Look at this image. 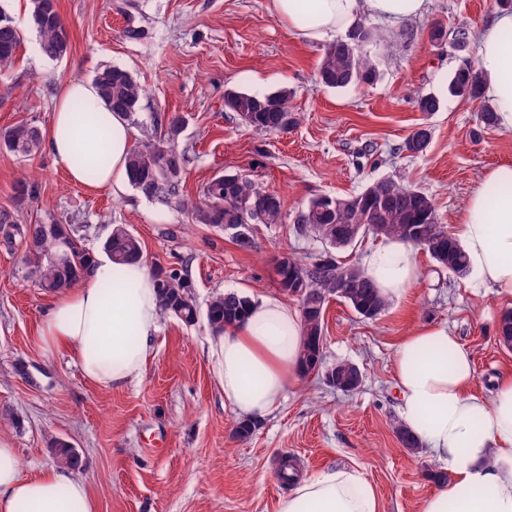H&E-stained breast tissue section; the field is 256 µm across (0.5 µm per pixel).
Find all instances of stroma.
<instances>
[{
	"instance_id": "35a3bbf8",
	"label": "stroma",
	"mask_w": 512,
	"mask_h": 512,
	"mask_svg": "<svg viewBox=\"0 0 512 512\" xmlns=\"http://www.w3.org/2000/svg\"><path fill=\"white\" fill-rule=\"evenodd\" d=\"M70 31L66 56L51 59L19 0H0L20 33L14 67L0 73V131L21 122L48 130L53 97L69 78H92L106 65L130 72L147 91L133 141H146L156 112L186 120L180 146L191 161L181 188L197 198L218 174H246L284 203L281 224L244 229L194 223L191 216L134 188L121 195L70 181L48 150L25 161L0 151V208L20 224L54 220L78 226L82 243L101 250L113 225L142 242L150 269L180 271L191 284L194 323L163 315L155 357L122 390L88 381L75 361L46 354L35 336L51 296L37 287L25 247L0 245V439L16 448L22 474L55 466L54 441L69 442L83 466L97 512H275L290 489L282 460L298 472L357 467L382 500L383 512H420L439 465L429 451L412 453L399 441V395L393 352L401 336L426 322L446 324L473 357V389L486 395L512 370V350L496 337L512 298L473 293L466 278L414 249L420 279L405 301H388L373 319L332 297L324 312V362H349L360 387L343 392L309 374L281 406L237 437L238 416L224 403L208 356L212 331L205 312L212 296L250 299L278 294L276 263L284 254L309 262L323 256L363 264L379 245L368 235L334 249L297 233L292 218L320 196H351L381 178L422 189L439 221L458 214L485 171L512 165V133L479 119L478 103L448 99L444 87L460 66L477 60L475 44L457 51V32L475 31L512 0H428L426 13L380 35L370 51L380 79L345 90L317 81L323 42L300 40L268 9V0H55ZM443 28V42L432 41ZM235 87L267 93L285 87L299 124L258 135L224 108ZM435 94L437 112H420V96ZM430 134L424 152L403 151L415 130ZM36 193L15 203L22 171ZM253 242L245 249L238 234Z\"/></svg>"
}]
</instances>
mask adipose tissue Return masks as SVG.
I'll list each match as a JSON object with an SVG mask.
<instances>
[{"instance_id": "1", "label": "adipose tissue", "mask_w": 512, "mask_h": 512, "mask_svg": "<svg viewBox=\"0 0 512 512\" xmlns=\"http://www.w3.org/2000/svg\"><path fill=\"white\" fill-rule=\"evenodd\" d=\"M427 0H270L271 13L294 34L319 41L370 18L391 26L421 16ZM512 11L495 12L476 30L478 68L498 126L512 132ZM91 104L95 119L78 120L74 100ZM133 128L99 97L94 80L60 89L47 148L78 184L124 192ZM104 154L95 177L84 161ZM495 187L512 188V167L486 173L472 190L452 235L465 253L470 288L512 296V196L491 200ZM366 275L388 299L409 297L420 277L408 243L385 239L364 261ZM162 307L157 280L145 262L113 263L94 256L77 287L57 293L39 326L46 353H69L95 385L121 390L140 377L155 354ZM302 316L275 295L254 303L248 318L209 345L225 401L241 417L273 412L301 382ZM404 427L432 451L446 475L421 512H512V373L500 376L491 396L472 390L470 352L446 325L424 324L404 336L393 356ZM0 512H96L86 483L50 468L22 475L15 448L0 441ZM276 512H382L360 469H326L294 477Z\"/></svg>"}]
</instances>
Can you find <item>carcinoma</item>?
Segmentation results:
<instances>
[{
  "mask_svg": "<svg viewBox=\"0 0 512 512\" xmlns=\"http://www.w3.org/2000/svg\"><path fill=\"white\" fill-rule=\"evenodd\" d=\"M33 25L41 36V52L50 58H62L70 47V32L60 17L54 0H30ZM375 40L372 30L359 26L347 38L324 46L318 64L319 83L328 88L344 89L360 83L372 84L380 73L374 57L364 45ZM20 45V35L12 18L0 8V72L13 67ZM100 96L114 112L135 120L145 90L130 72L117 66H106L96 75ZM448 96L476 102L484 98L478 69L469 65L455 71L447 85ZM292 92L286 87L266 94H253L228 89L224 107L236 113L254 131L285 132L297 125L298 117L290 106ZM152 139L131 148L128 157L130 184L147 198H159L178 210H190L200 224H242L239 205L259 206V224H281L283 201L262 189L247 175L220 174L208 181L201 199L193 201L182 193L181 175L189 163L187 151L178 139L184 126L182 116L173 113L156 117ZM43 134L28 123H20L0 132V149L28 160L41 151ZM294 223L297 232L329 246L345 236L351 228L358 234L372 232V225L381 227V235L410 241L418 233L427 241L425 251L441 267L458 275L467 274L466 257L440 224L434 200L424 191L384 178L368 185L359 194L344 198L335 196L333 203L312 199L299 211ZM25 243L27 259L34 264L37 286L55 294L76 286L93 264V255L85 249L74 230L55 222L17 224L10 212H0V243L7 248L16 241ZM102 250L112 262L124 264L143 257L142 244L125 225L116 224L105 240ZM278 285L288 294V279L301 273L307 288L320 301L343 289L340 296L355 312L365 310L374 318L386 307L387 300L375 284L355 264L340 265L328 259L310 265L290 255L276 266ZM163 311L186 323L196 319V308L189 297L188 283L175 270L156 271ZM251 300L235 292L213 296L207 308V320L215 334L245 319ZM303 335L301 362H309L314 348L324 335V313L309 315L301 311ZM499 343L512 350V311L502 314L498 328ZM57 463L66 468L79 467L81 458L69 443L57 440L52 445Z\"/></svg>",
  "mask_w": 512,
  "mask_h": 512,
  "instance_id": "cac0c4a2",
  "label": "carcinoma"
}]
</instances>
